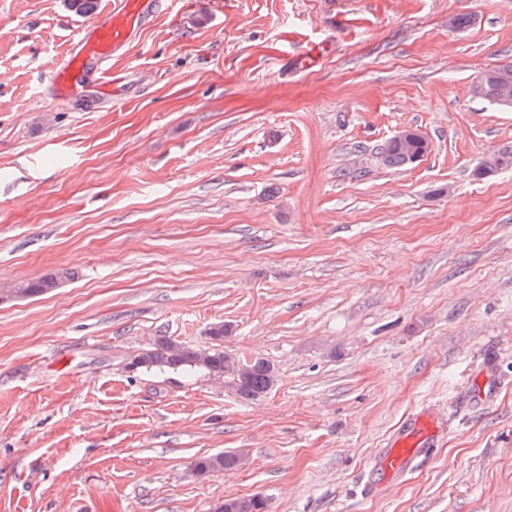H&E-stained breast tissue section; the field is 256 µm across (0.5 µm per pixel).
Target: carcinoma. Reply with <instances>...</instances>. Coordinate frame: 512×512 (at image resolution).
Here are the masks:
<instances>
[{"mask_svg": "<svg viewBox=\"0 0 512 512\" xmlns=\"http://www.w3.org/2000/svg\"><path fill=\"white\" fill-rule=\"evenodd\" d=\"M473 93L480 99L501 106H512V65L496 67L483 72L472 87ZM431 151L430 141L416 138L406 144L392 140L386 142L379 151L382 163L391 168H401L419 161ZM70 273L59 271L37 280L25 282L28 297L40 296L53 288L61 287ZM229 328L223 323H215L209 329L213 340L210 349L178 344L162 337L149 349L139 353L132 361L131 368L145 370H182L189 373L201 372L210 377H225L233 383L236 377L224 369V351L220 349ZM277 371L275 366L264 358H254L245 379L241 380L237 395L244 400L256 399L267 393L275 384ZM238 454L220 452L203 456L193 465L192 473L206 475L220 470L235 468ZM232 507H220L219 512H265L268 504L265 497L236 498L231 500Z\"/></svg>", "mask_w": 512, "mask_h": 512, "instance_id": "cac0c4a2", "label": "carcinoma"}]
</instances>
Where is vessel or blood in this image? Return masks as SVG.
<instances>
[{
	"instance_id": "vessel-or-blood-1",
	"label": "vessel or blood",
	"mask_w": 512,
	"mask_h": 512,
	"mask_svg": "<svg viewBox=\"0 0 512 512\" xmlns=\"http://www.w3.org/2000/svg\"><path fill=\"white\" fill-rule=\"evenodd\" d=\"M159 6L160 0H113L109 10L97 14L73 37L68 53L47 77L51 87L65 94L77 81L87 78L102 84L113 49L127 43L136 28L149 24ZM436 432L431 414L409 419L380 457L379 468L399 476L408 474L418 448Z\"/></svg>"
}]
</instances>
